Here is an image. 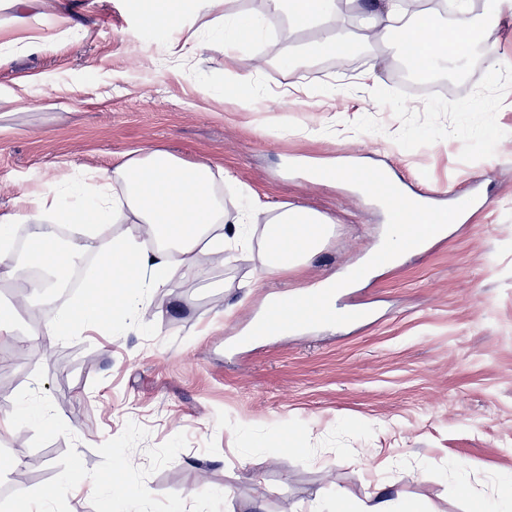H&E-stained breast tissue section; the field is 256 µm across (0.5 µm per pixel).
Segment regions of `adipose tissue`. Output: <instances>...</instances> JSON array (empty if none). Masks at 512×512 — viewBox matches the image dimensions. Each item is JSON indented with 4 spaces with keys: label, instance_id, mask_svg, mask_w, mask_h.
<instances>
[{
    "label": "adipose tissue",
    "instance_id": "obj_1",
    "mask_svg": "<svg viewBox=\"0 0 512 512\" xmlns=\"http://www.w3.org/2000/svg\"><path fill=\"white\" fill-rule=\"evenodd\" d=\"M233 4L234 0H188L183 8L144 12L142 21L161 34L182 36L181 45L167 47L173 63L200 47L195 33L185 28L183 17L188 13L223 30L224 54L231 60L239 42L283 18L289 21V33L311 27L323 33L300 56L284 55L285 65L297 59L310 64L325 53L342 61L356 46L348 14L360 8V0H265L261 14L235 10ZM413 4L414 0H377L373 22L362 39L394 55L412 56L428 71L462 58L466 49L480 42L482 27L467 8L457 9L451 24L432 26L428 15ZM11 5L16 10L15 28H26L34 15L57 25L61 36L75 42L88 32L65 15L62 0H11ZM232 178L223 166L187 163L160 147L122 153L112 167L96 169L88 181L80 170H73L69 177L50 181L41 192L26 197L16 211L0 213V280L28 281L39 291L60 288L67 270L81 265L84 253L92 250L101 259V271L84 293L81 315L70 321L61 313L47 317L43 335H58L66 323L76 329L95 322L115 305L131 314L134 324H141L146 315L145 289L165 287L173 266L189 273L208 255L250 242L247 217L229 215L221 194L222 184ZM65 220L73 232L63 240L56 227ZM20 224L27 227L31 243L22 260L15 247ZM113 224L137 225L140 234L120 240L110 237ZM332 228L328 216L300 204L269 213L262 229L265 272L305 264L325 245Z\"/></svg>",
    "mask_w": 512,
    "mask_h": 512
}]
</instances>
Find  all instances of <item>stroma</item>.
Returning <instances> with one entry per match:
<instances>
[{"instance_id": "1", "label": "stroma", "mask_w": 512, "mask_h": 512, "mask_svg": "<svg viewBox=\"0 0 512 512\" xmlns=\"http://www.w3.org/2000/svg\"><path fill=\"white\" fill-rule=\"evenodd\" d=\"M63 5L88 37L40 49L28 40L45 28L6 27L12 11L0 0V85H32L0 104V211L66 162L108 168L120 153L161 146L231 170L226 205L301 204L335 226L306 265L273 275H262L257 244L231 264L204 262L189 282L173 269L135 328L116 308L37 338L28 309L11 307L21 284L0 283V311L15 318L13 335L0 336V419L41 369L71 431L38 449L32 429L0 434V499L59 474L71 447L95 468L97 446L131 421L149 432L131 453L140 468L148 449L188 437L148 475L153 495L216 489L224 512H356L380 487L398 512H480L494 501L498 472L512 468V73L495 74L476 46L438 91L412 92L400 58L363 42L344 64L321 56L289 68L276 23L236 47L267 61L243 101L226 93L224 45L210 28L199 29V55L157 68L130 45L161 55L168 39L143 28L131 0ZM376 54L374 82L365 70ZM357 151L412 191L450 185L479 206L447 239L352 289L348 302L372 310L370 322L236 345L271 294L307 290L379 242L386 216L371 200L285 170Z\"/></svg>"}]
</instances>
